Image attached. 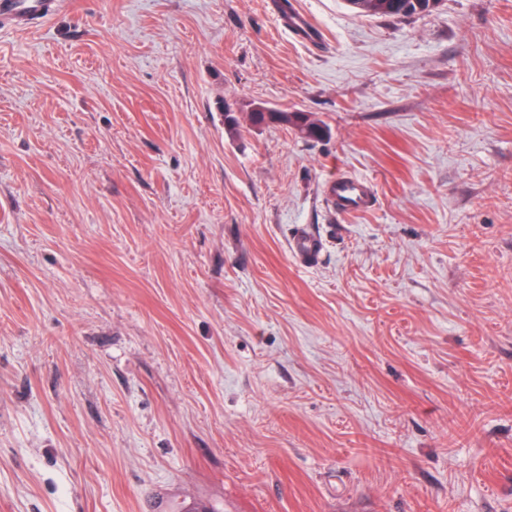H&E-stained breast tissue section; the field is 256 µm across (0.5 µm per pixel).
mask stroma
<instances>
[{
    "label": "stroma",
    "mask_w": 512,
    "mask_h": 512,
    "mask_svg": "<svg viewBox=\"0 0 512 512\" xmlns=\"http://www.w3.org/2000/svg\"><path fill=\"white\" fill-rule=\"evenodd\" d=\"M290 2L0 31V512H512V0ZM365 16L406 18L431 12L440 0H346ZM275 112L269 117L270 125H282L289 127L299 138L311 141L323 138L324 134L328 132V127L325 123L318 119L312 118L306 112L302 111H288L273 109ZM327 195L340 214L365 213L374 206L372 184L350 173L339 174L329 180ZM293 250L302 265L312 266L318 260L322 250L321 238L303 229L293 241Z\"/></svg>",
    "instance_id": "stroma-1"
}]
</instances>
